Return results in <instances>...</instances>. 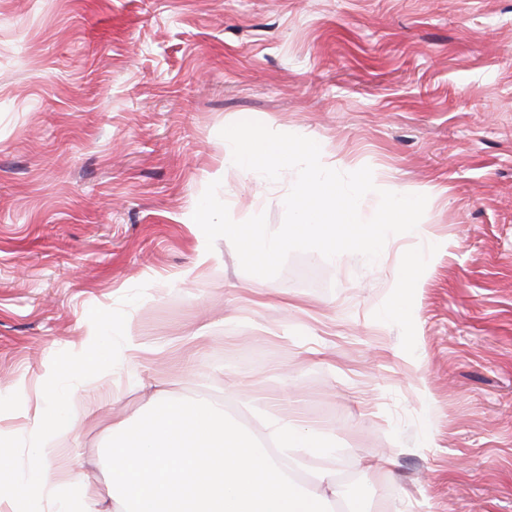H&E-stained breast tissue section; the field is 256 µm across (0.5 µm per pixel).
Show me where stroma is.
<instances>
[{"label": "stroma", "mask_w": 512, "mask_h": 512, "mask_svg": "<svg viewBox=\"0 0 512 512\" xmlns=\"http://www.w3.org/2000/svg\"><path fill=\"white\" fill-rule=\"evenodd\" d=\"M243 112L426 195L425 235L245 273L189 221L217 180L233 220L282 224L295 172L224 166ZM405 251L427 259L410 323ZM95 316L140 364L72 370ZM47 367L82 408L57 445L98 490L129 380L218 400L242 382L318 424L372 512H512V0H0V438L20 477ZM382 455L390 472L360 469ZM423 266V258L420 254L410 253L406 255L400 267V274L397 285L396 312L398 316L409 322L412 320V313L409 306L410 296L414 285L420 275Z\"/></svg>", "instance_id": "35a3bbf8"}]
</instances>
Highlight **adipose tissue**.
<instances>
[{"instance_id":"1","label":"adipose tissue","mask_w":512,"mask_h":512,"mask_svg":"<svg viewBox=\"0 0 512 512\" xmlns=\"http://www.w3.org/2000/svg\"><path fill=\"white\" fill-rule=\"evenodd\" d=\"M74 359L92 376L111 368L112 350L96 323H86ZM59 379L56 368L45 370L50 398L32 423L30 468L21 482L0 483V499L25 512H44L51 501L58 512H99L74 471L58 482L44 475V461L60 453L53 438L75 426L68 403L53 393ZM106 477L112 512H336V459L322 432L274 412L243 420L226 403L160 389L133 415L113 412Z\"/></svg>"}]
</instances>
